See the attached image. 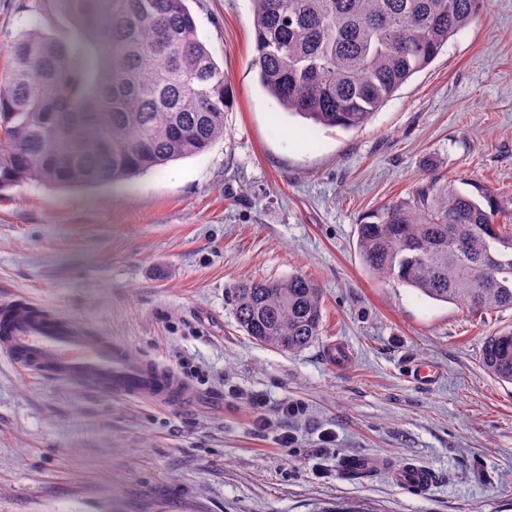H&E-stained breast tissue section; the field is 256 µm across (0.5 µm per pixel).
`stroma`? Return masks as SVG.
<instances>
[{
	"instance_id": "stroma-1",
	"label": "stroma",
	"mask_w": 512,
	"mask_h": 512,
	"mask_svg": "<svg viewBox=\"0 0 512 512\" xmlns=\"http://www.w3.org/2000/svg\"><path fill=\"white\" fill-rule=\"evenodd\" d=\"M188 6L232 90L223 139L114 186L0 192V299L191 368L188 400L97 395L0 357V512H512V384L481 366L512 309L378 280L356 246L364 214L433 178L491 193L512 224V0L349 131L261 88L251 0ZM296 273L322 288L324 328L288 354L246 336L227 295ZM252 395L299 404L290 447L255 428ZM354 456L385 466L354 480ZM410 462L428 490L393 481Z\"/></svg>"
}]
</instances>
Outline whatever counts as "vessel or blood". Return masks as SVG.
Wrapping results in <instances>:
<instances>
[{
	"instance_id": "b4317fda",
	"label": "vessel or blood",
	"mask_w": 512,
	"mask_h": 512,
	"mask_svg": "<svg viewBox=\"0 0 512 512\" xmlns=\"http://www.w3.org/2000/svg\"><path fill=\"white\" fill-rule=\"evenodd\" d=\"M0 354L21 370L99 394L157 405H179L188 395L186 379L172 368L153 359H134L111 338L49 317L23 299L0 304ZM391 475L409 489L424 491L433 483L432 472L416 463L392 470Z\"/></svg>"
}]
</instances>
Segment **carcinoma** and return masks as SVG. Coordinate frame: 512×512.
Segmentation results:
<instances>
[{
	"label": "carcinoma",
	"instance_id": "obj_1",
	"mask_svg": "<svg viewBox=\"0 0 512 512\" xmlns=\"http://www.w3.org/2000/svg\"><path fill=\"white\" fill-rule=\"evenodd\" d=\"M259 83L316 125L366 124L479 14L482 0H251ZM28 29L5 53L0 190L118 183L224 138L227 78L186 0H25ZM500 203L434 178L357 224L372 275L477 311L512 309V225ZM228 301L256 342L289 354L322 326L309 278L238 281ZM481 364L512 383V326Z\"/></svg>",
	"mask_w": 512,
	"mask_h": 512
}]
</instances>
